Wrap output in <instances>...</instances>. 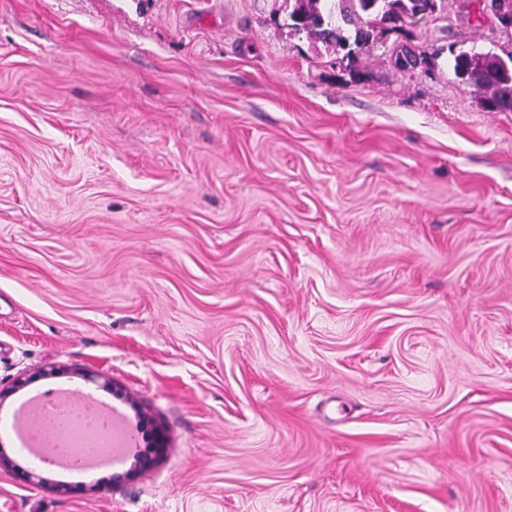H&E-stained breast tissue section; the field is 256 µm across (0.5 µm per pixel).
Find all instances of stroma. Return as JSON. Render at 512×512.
Wrapping results in <instances>:
<instances>
[{"label": "stroma", "instance_id": "35a3bbf8", "mask_svg": "<svg viewBox=\"0 0 512 512\" xmlns=\"http://www.w3.org/2000/svg\"><path fill=\"white\" fill-rule=\"evenodd\" d=\"M289 3L0 0V512H512V112L451 66L512 27L441 0L352 61ZM60 388L156 466L21 480ZM158 455H146L140 454L133 458V462L128 471L123 473H117L113 476V485H119L127 480H129L132 476L137 475L139 473H145L153 469L155 463L157 462Z\"/></svg>", "mask_w": 512, "mask_h": 512}]
</instances>
